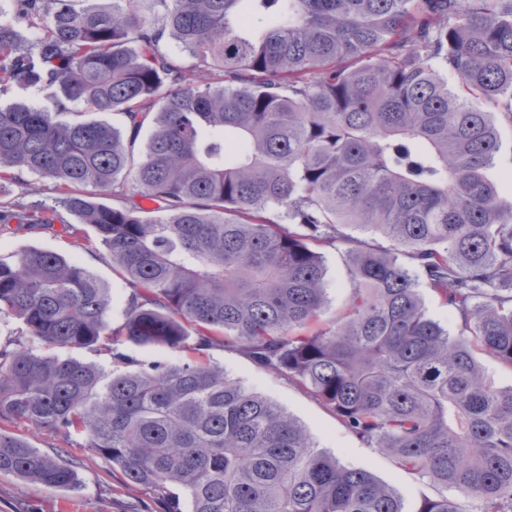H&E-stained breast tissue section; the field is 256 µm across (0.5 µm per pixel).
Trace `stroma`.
Wrapping results in <instances>:
<instances>
[{
    "label": "stroma",
    "instance_id": "obj_1",
    "mask_svg": "<svg viewBox=\"0 0 512 512\" xmlns=\"http://www.w3.org/2000/svg\"><path fill=\"white\" fill-rule=\"evenodd\" d=\"M501 148L490 170L499 185V198L504 208L512 207V124L500 121ZM91 227L74 225L70 234L57 230L33 232L25 225L0 224V259L9 261L20 251L36 247L65 254L81 261L112 287V322L122 321L121 302L124 283L112 271L107 251L90 255L84 248ZM327 268L328 303L325 318H332L343 307L349 292V279L341 251H323ZM207 360L223 365L229 378L271 399L293 415L309 431L317 451L336 457L342 464L369 472L402 494L408 512H414L421 499L443 495V488L415 479L396 467L379 449L369 447L347 430L319 402L290 385L287 379L255 366L236 351L215 347L205 353ZM41 451L71 467L77 474L76 484L67 490L51 489L0 474V512H159L152 496L144 489L129 486L114 476L109 465L81 437L70 439L33 427L18 425Z\"/></svg>",
    "mask_w": 512,
    "mask_h": 512
}]
</instances>
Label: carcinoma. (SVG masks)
Instances as JSON below:
<instances>
[{"label":"carcinoma","instance_id":"1","mask_svg":"<svg viewBox=\"0 0 512 512\" xmlns=\"http://www.w3.org/2000/svg\"><path fill=\"white\" fill-rule=\"evenodd\" d=\"M13 2L41 34L0 20V96L51 89L53 110L0 105V181L57 184L52 200L0 203V224L67 232L68 213L129 292L114 327L111 286L80 263L38 248L0 260V315L27 336L0 348V473L75 483L6 427L22 422L82 437L163 512H407L224 366L126 349L191 341L285 377L474 512H512V385L475 357L512 369V214L488 175L490 108L512 99V0H154L153 19L140 0ZM166 38L195 64L162 54ZM110 190L125 205L104 203ZM344 240L350 294L325 321L321 249ZM419 275L456 333L427 316ZM43 347L104 351L111 369ZM414 512L468 510L442 497Z\"/></svg>","mask_w":512,"mask_h":512}]
</instances>
